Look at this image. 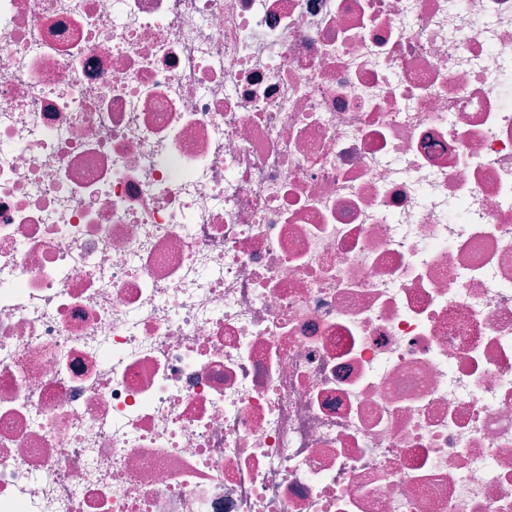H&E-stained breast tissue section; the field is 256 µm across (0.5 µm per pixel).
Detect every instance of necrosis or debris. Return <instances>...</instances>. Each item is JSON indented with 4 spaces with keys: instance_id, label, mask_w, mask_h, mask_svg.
Instances as JSON below:
<instances>
[{
    "instance_id": "1",
    "label": "necrosis or debris",
    "mask_w": 512,
    "mask_h": 512,
    "mask_svg": "<svg viewBox=\"0 0 512 512\" xmlns=\"http://www.w3.org/2000/svg\"><path fill=\"white\" fill-rule=\"evenodd\" d=\"M512 0H0V512H512Z\"/></svg>"
}]
</instances>
